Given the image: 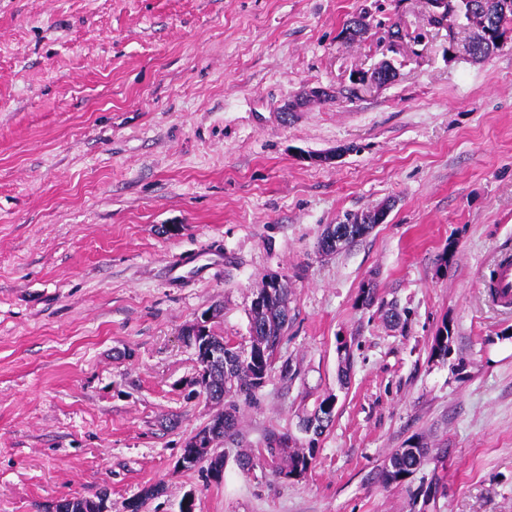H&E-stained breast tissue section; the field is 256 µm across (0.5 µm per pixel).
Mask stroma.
Returning <instances> with one entry per match:
<instances>
[{"instance_id":"obj_1","label":"stroma","mask_w":512,"mask_h":512,"mask_svg":"<svg viewBox=\"0 0 512 512\" xmlns=\"http://www.w3.org/2000/svg\"><path fill=\"white\" fill-rule=\"evenodd\" d=\"M427 11L0 0V512L102 491L128 512L153 485L142 512L189 495L195 512H406L434 474L444 489L416 512H512V310L481 286L512 250V34L477 61L475 28ZM354 16L368 31L349 41ZM384 60L394 81L351 92ZM315 88L328 99L285 111ZM386 203L369 235L318 251L328 225ZM274 274L288 330L215 448L224 479L176 470L218 411L184 330L216 308L211 329L248 344L252 292ZM330 395L334 422L311 437L301 423ZM272 432L316 446L305 475L238 468ZM420 435L449 446L445 466L382 487L386 456Z\"/></svg>"}]
</instances>
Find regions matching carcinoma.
I'll return each instance as SVG.
<instances>
[{
  "mask_svg": "<svg viewBox=\"0 0 512 512\" xmlns=\"http://www.w3.org/2000/svg\"><path fill=\"white\" fill-rule=\"evenodd\" d=\"M448 10L463 14L466 22L479 27L478 34L470 42L469 55L485 59L498 49L495 34L499 30L512 29V0H448ZM250 357L242 356L241 347L222 336L209 333L211 342L224 347V365L210 370L207 378L198 384L207 398L224 406V433L221 438L234 434L238 424L239 402H251L263 386V372H271L288 326V288L285 284L272 289L261 308L250 307ZM451 329L443 323L437 330L431 346V354L442 359L448 357ZM321 401L307 422L312 432L322 434L333 422V413L325 410ZM316 456L314 448H290L281 439H272L265 448L242 452L237 456L241 470L250 471L265 466L267 460H276L275 471L285 478L303 475ZM448 458V449L438 448L431 453L422 441L394 449L379 471V482L387 487L399 485L411 479L423 466L439 464Z\"/></svg>",
  "mask_w": 512,
  "mask_h": 512,
  "instance_id": "cac0c4a2",
  "label": "carcinoma"
}]
</instances>
